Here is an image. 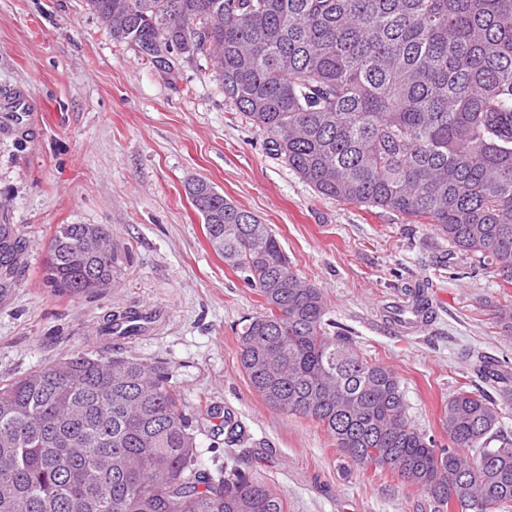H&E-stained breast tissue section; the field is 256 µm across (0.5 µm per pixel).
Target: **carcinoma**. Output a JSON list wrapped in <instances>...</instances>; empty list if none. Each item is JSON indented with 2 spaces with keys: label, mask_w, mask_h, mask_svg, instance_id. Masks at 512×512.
<instances>
[{
  "label": "carcinoma",
  "mask_w": 512,
  "mask_h": 512,
  "mask_svg": "<svg viewBox=\"0 0 512 512\" xmlns=\"http://www.w3.org/2000/svg\"><path fill=\"white\" fill-rule=\"evenodd\" d=\"M112 40L175 58L207 54L224 98L323 196L430 224L443 263L471 259L512 283V0H87ZM224 263L265 300L242 321L240 364L274 410L321 424L341 455L397 473L434 512H512V440L496 400L462 390L444 407L450 447L407 417L397 374L331 334L319 288L302 281L272 229L209 182L186 189ZM61 224L45 281L69 296L114 286L128 253L95 226ZM21 246L0 224V294ZM156 316L112 315L129 339ZM504 402L512 375L476 356ZM170 368L123 355L67 354L0 381V512H286L240 463L245 427L225 421L233 459L211 471ZM498 446L492 448L490 444ZM470 454H465L464 450Z\"/></svg>",
  "instance_id": "1"
}]
</instances>
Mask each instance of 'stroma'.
Instances as JSON below:
<instances>
[{
  "mask_svg": "<svg viewBox=\"0 0 512 512\" xmlns=\"http://www.w3.org/2000/svg\"><path fill=\"white\" fill-rule=\"evenodd\" d=\"M209 66L179 59L165 74L142 64L86 0H0V224L26 243L0 296V379L78 352L152 359L173 370L198 420L202 466L223 454L212 431L231 413L258 450L255 477L288 512H432L426 493L344 459L317 421L278 412L253 390L238 332L263 299L215 253L185 185L207 180L270 225L293 270L320 288L328 318L362 357L398 375L409 418L441 446L448 400L480 385L472 354L512 368V334L495 318L512 285L488 269L458 278L435 268L447 243L431 225L317 194L204 78ZM61 224L105 225L126 248L114 287L71 297L46 285ZM418 282L437 306L428 325L404 331L385 308ZM128 307L158 320L119 348L102 335L103 318Z\"/></svg>",
  "mask_w": 512,
  "mask_h": 512,
  "instance_id": "obj_1",
  "label": "stroma"
}]
</instances>
